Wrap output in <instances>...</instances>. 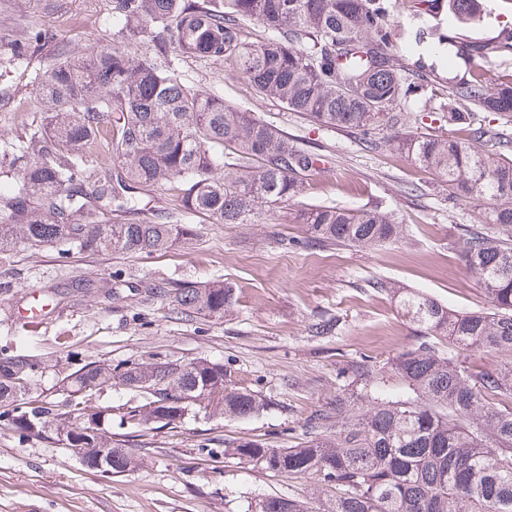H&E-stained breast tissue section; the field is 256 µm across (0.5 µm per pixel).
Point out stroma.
Masks as SVG:
<instances>
[{
    "label": "stroma",
    "mask_w": 512,
    "mask_h": 512,
    "mask_svg": "<svg viewBox=\"0 0 512 512\" xmlns=\"http://www.w3.org/2000/svg\"><path fill=\"white\" fill-rule=\"evenodd\" d=\"M399 51L406 63L434 72L440 83L469 67L454 48L439 44L433 17L397 8ZM51 31L57 43L80 50L112 38V0H8L0 6V38ZM0 77V136L23 137L41 120L33 89L35 69ZM189 87L223 96L239 109L273 121L308 149L325 155L311 173L310 204L371 208L403 224L399 241L362 248L310 245L305 225L216 224L183 215L177 192L161 187L143 195L140 210L100 213L107 222H140L157 214L186 216L196 234L185 245L146 254H103L17 243L0 254V357L24 353L45 369L35 396L64 402L63 377L89 363L207 359L223 364L238 385L266 400L264 411L225 421L186 416L155 424L133 447L137 464L120 475L87 467L63 441L26 435L0 417V512H246L268 494L297 497L324 512L326 497L313 482L274 477L225 459V439L258 438L287 448L312 412L332 407L351 363L380 365L415 346L419 337L390 296L373 282L390 281L424 292L457 310L485 307L484 291L458 259V236L479 221L478 201L448 195L404 156L366 148L357 134L325 128L257 97L221 62L183 61ZM231 284L237 302L222 318L187 316L168 295L186 283ZM53 295L47 317L33 319L38 299ZM335 316L332 335L311 337L308 326ZM145 398L118 385L93 393L89 409L111 407L112 437L130 440L127 420Z\"/></svg>",
    "instance_id": "obj_1"
}]
</instances>
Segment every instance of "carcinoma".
I'll list each match as a JSON object with an SVG mask.
<instances>
[{
	"mask_svg": "<svg viewBox=\"0 0 512 512\" xmlns=\"http://www.w3.org/2000/svg\"><path fill=\"white\" fill-rule=\"evenodd\" d=\"M416 14L448 15L475 26L489 12L483 0H408ZM395 0H112V41L81 53L36 32L0 41V68L27 66L46 54L35 73L45 111L26 140L14 143L0 202V252L23 241L97 253L151 254L195 235L169 215L139 223L103 224L98 213L134 208L151 187L181 195L187 213L219 224L273 220L277 209L305 195L307 173L323 155L291 140L273 122L186 86L180 59L222 61L245 78L255 95L301 114L321 127L357 131L373 149L405 155L448 186L484 203L482 229L464 228L461 262L485 290L489 308L460 311L427 295L376 281L395 299L421 341L387 369L401 385L389 391L381 369L349 367L346 388L328 411L314 414L293 448L224 440V458L290 479H312L326 492L325 512H512V361L473 369L461 350L512 352V71L496 76L475 65L448 84L451 106L442 117L465 137L432 125L401 129L400 109L418 95L439 99V83L400 62ZM145 50H139L143 38ZM456 54L474 61L512 57V33L493 40L448 26ZM491 116L502 126L485 128ZM106 142L112 161L104 180L88 182V157ZM65 149L55 162L46 157ZM288 223L305 224L316 243L372 247L402 237L403 227L377 209L301 205ZM170 303L184 313L222 318L236 303L221 280L176 289ZM447 342L439 350L435 342ZM41 362L23 354L0 359V414L21 432L50 431L78 449L89 467L102 449L112 473L135 464L112 442V408L87 412L88 386L108 382L154 388L133 411L140 431L174 424L200 412L227 420L265 407L240 387L224 365L92 363L66 376L67 414L51 399H27ZM251 512H310L307 503L264 496Z\"/></svg>",
	"mask_w": 512,
	"mask_h": 512,
	"instance_id": "cac0c4a2",
	"label": "carcinoma"
}]
</instances>
